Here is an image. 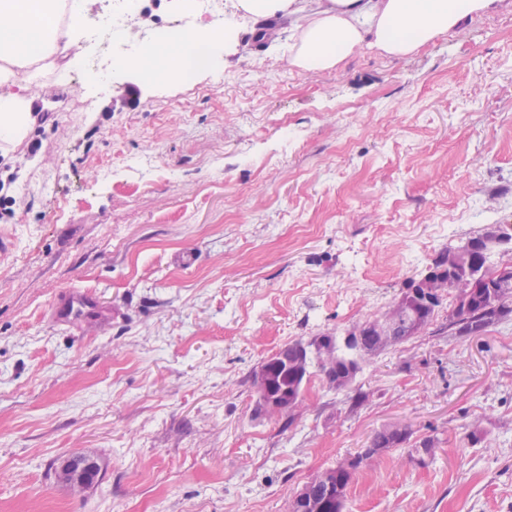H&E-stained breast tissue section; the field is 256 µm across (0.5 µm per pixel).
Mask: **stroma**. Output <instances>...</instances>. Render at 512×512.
I'll list each match as a JSON object with an SVG mask.
<instances>
[{"label":"stroma","mask_w":512,"mask_h":512,"mask_svg":"<svg viewBox=\"0 0 512 512\" xmlns=\"http://www.w3.org/2000/svg\"><path fill=\"white\" fill-rule=\"evenodd\" d=\"M315 7L262 42L244 19L179 82L125 69L93 94L41 63L49 118L5 157L0 512H289L394 424L437 437L435 458L382 454L345 512H512V321L387 348L360 406L315 377L293 424L253 415L266 357L346 334L440 252L512 225V0L407 56L363 46L308 73L288 55ZM190 9L141 0V38ZM67 289L111 318L56 323ZM74 455L100 467L84 492L54 477Z\"/></svg>","instance_id":"obj_1"}]
</instances>
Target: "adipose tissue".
I'll return each instance as SVG.
<instances>
[{
  "mask_svg": "<svg viewBox=\"0 0 512 512\" xmlns=\"http://www.w3.org/2000/svg\"><path fill=\"white\" fill-rule=\"evenodd\" d=\"M493 0H318L313 21L289 53L305 71L337 66L364 43L391 57L408 55L487 10ZM60 0H0V144L23 138L34 119L36 99L17 78L18 69L44 61L79 42L76 28L56 23ZM238 15L225 17L223 29L199 26L161 31L144 43L134 62L146 81L176 78L164 62L175 54L185 70L212 64L236 43Z\"/></svg>",
  "mask_w": 512,
  "mask_h": 512,
  "instance_id": "1",
  "label": "adipose tissue"
}]
</instances>
